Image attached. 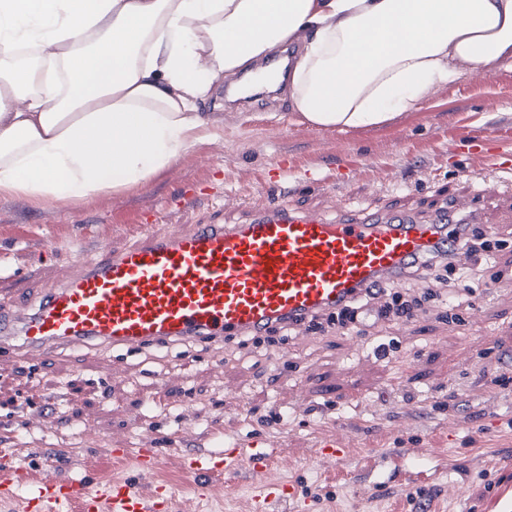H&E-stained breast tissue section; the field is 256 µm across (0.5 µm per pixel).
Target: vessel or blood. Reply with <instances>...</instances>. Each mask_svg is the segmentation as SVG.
I'll return each mask as SVG.
<instances>
[{
  "instance_id": "1",
  "label": "vessel or blood",
  "mask_w": 512,
  "mask_h": 512,
  "mask_svg": "<svg viewBox=\"0 0 512 512\" xmlns=\"http://www.w3.org/2000/svg\"><path fill=\"white\" fill-rule=\"evenodd\" d=\"M474 222L463 201L420 224L407 213L365 212L330 221L315 212L287 206L261 208L250 224H197L180 232H147L121 251L103 248L75 277L47 289L37 305L0 302V350L44 361L57 350L120 348L135 352L176 342L225 338L296 326L344 306L375 283L398 284L408 263L454 249L456 264L466 253L456 220ZM274 437L255 435L203 456L172 449L195 494L208 498L215 479L236 473L242 459L263 467ZM140 476L166 463L156 449H139ZM38 486L24 512H175L178 492L166 483L140 492L125 479L100 485L93 478L62 476L57 463L30 476L11 462L0 464V483ZM295 495L287 484L265 486L255 512Z\"/></svg>"
}]
</instances>
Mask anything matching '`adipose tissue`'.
<instances>
[{"mask_svg":"<svg viewBox=\"0 0 512 512\" xmlns=\"http://www.w3.org/2000/svg\"><path fill=\"white\" fill-rule=\"evenodd\" d=\"M298 41L301 123L379 128L462 75L512 64V0H0V197L146 185L215 137V80Z\"/></svg>","mask_w":512,"mask_h":512,"instance_id":"adipose-tissue-1","label":"adipose tissue"}]
</instances>
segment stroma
<instances>
[{"label": "stroma", "mask_w": 512, "mask_h": 512, "mask_svg": "<svg viewBox=\"0 0 512 512\" xmlns=\"http://www.w3.org/2000/svg\"><path fill=\"white\" fill-rule=\"evenodd\" d=\"M199 109L223 113V135L141 188L40 208L1 197L0 290L21 289L36 304L78 273L76 255L124 248L149 226L163 234L249 223L282 180L289 205L330 220L345 207L425 219L464 198L497 251L494 264L469 265L479 296L455 293L407 322L295 330L258 349L192 341L109 349L93 364L77 350L38 365L17 357L0 374V448L23 466L57 461L66 477L109 482L132 474L113 448L202 452L273 434L264 477L297 490L275 512H414L421 497L434 512H512V382L495 384L505 352L486 345L493 333L512 336V192L481 190L496 172L467 140L487 136L512 150V68L449 83L378 129L300 124L282 87L228 100L219 83ZM159 383L178 419L153 406ZM47 403L57 412H43ZM342 426L354 443L346 461L322 460L318 441ZM414 465L426 466L429 481L407 482ZM157 479L179 488L178 512H251L247 467L216 481L204 502L176 462Z\"/></svg>", "instance_id": "35a3bbf8"}]
</instances>
